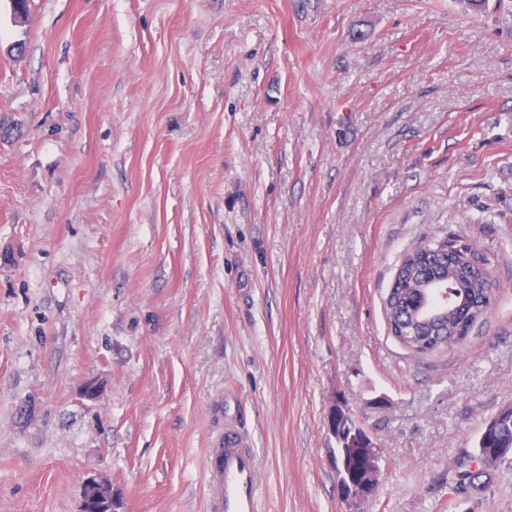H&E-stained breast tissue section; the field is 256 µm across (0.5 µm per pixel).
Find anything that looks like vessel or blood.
Listing matches in <instances>:
<instances>
[{"label":"vessel or blood","mask_w":512,"mask_h":512,"mask_svg":"<svg viewBox=\"0 0 512 512\" xmlns=\"http://www.w3.org/2000/svg\"><path fill=\"white\" fill-rule=\"evenodd\" d=\"M207 512H262V462L237 418L236 402H224V426L203 459Z\"/></svg>","instance_id":"1"}]
</instances>
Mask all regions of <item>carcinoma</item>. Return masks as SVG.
<instances>
[{
	"label": "carcinoma",
	"mask_w": 512,
	"mask_h": 512,
	"mask_svg": "<svg viewBox=\"0 0 512 512\" xmlns=\"http://www.w3.org/2000/svg\"><path fill=\"white\" fill-rule=\"evenodd\" d=\"M437 249H445L444 244L425 243L406 252L396 265L399 269L396 286L383 302L392 337H397L403 319L413 317L419 322L422 337L414 344L404 345L418 357L463 343L481 319L477 311L488 310L495 299L494 291L476 288L472 283L483 276L480 268L460 261L444 262L435 254ZM444 291L453 298L457 310L451 311L444 305L440 297ZM329 424L338 441L334 455L337 475H356L362 469V462L359 456L351 454V447L369 448L371 438L341 405H333ZM501 448H512L511 406L490 419L474 450L458 461L457 474L448 481V496L477 487L489 489L490 473L502 466H512V454L499 452ZM101 505V512H120L123 507L121 493L114 490L110 482Z\"/></svg>",
	"instance_id": "carcinoma-1"
}]
</instances>
